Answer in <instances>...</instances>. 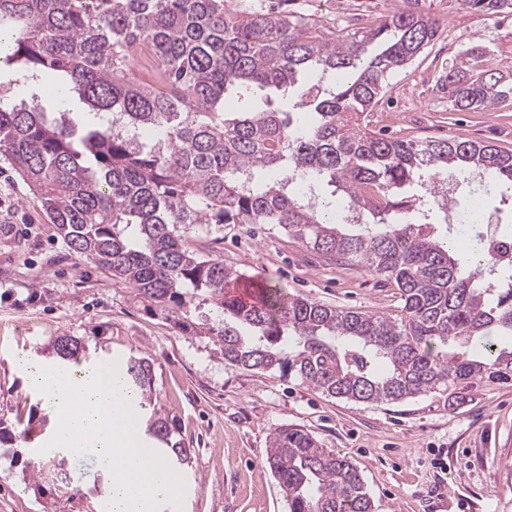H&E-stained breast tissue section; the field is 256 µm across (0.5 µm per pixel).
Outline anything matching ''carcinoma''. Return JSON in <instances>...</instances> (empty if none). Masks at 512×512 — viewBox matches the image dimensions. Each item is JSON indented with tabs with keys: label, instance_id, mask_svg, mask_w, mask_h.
I'll return each instance as SVG.
<instances>
[{
	"label": "carcinoma",
	"instance_id": "cac0c4a2",
	"mask_svg": "<svg viewBox=\"0 0 512 512\" xmlns=\"http://www.w3.org/2000/svg\"><path fill=\"white\" fill-rule=\"evenodd\" d=\"M487 14L512 0H463ZM439 20L399 8L378 26L328 37L283 14L234 15L226 0H0V67L23 79L67 80L88 107L51 118L33 101L0 94V158L7 160L68 248L121 279L149 302L186 304L205 294L224 361L247 370L294 373L312 389L358 403L390 404L477 381L512 383V258L471 224L448 223L459 202L440 175L512 192V150L470 140L369 135L351 113L369 112L388 77L409 66ZM155 73L128 78L132 64ZM249 83L255 112L225 100ZM452 111L512 106V84L468 51L440 75ZM293 101L292 110L280 100ZM442 194L446 234L427 222ZM341 196L344 210L329 214ZM199 224H274L330 260L391 280L398 320L257 287L244 305L237 275L192 247ZM81 343L55 341L63 361ZM145 396L152 366H121ZM154 437L179 463L159 418ZM266 464L289 512H375L359 468L295 427L273 431Z\"/></svg>",
	"mask_w": 512,
	"mask_h": 512
}]
</instances>
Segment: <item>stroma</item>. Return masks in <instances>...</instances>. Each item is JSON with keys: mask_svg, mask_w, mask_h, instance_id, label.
<instances>
[{"mask_svg": "<svg viewBox=\"0 0 512 512\" xmlns=\"http://www.w3.org/2000/svg\"><path fill=\"white\" fill-rule=\"evenodd\" d=\"M233 12H280L347 34L365 30L400 0H227ZM437 17L433 42L387 80L375 111L358 116L366 133L468 139L512 150V109L453 112L435 77L464 51L480 48L512 81V12L478 14L458 0H420ZM0 84L18 101L48 111L60 88L43 75ZM195 247L241 278L288 294L385 317L402 304L385 277L329 262L272 224H213ZM210 301L157 307L130 284L72 252L40 200L0 160V512H101L105 476L87 458L56 457L35 468L24 430L50 437L55 419L17 364L25 353L55 361V340L79 339L83 359L144 358L151 403L141 413L173 419L190 448L182 512H288L266 464L272 432L290 425L348 457L361 470L375 512H512V386L478 382L464 400L445 393L395 404H361L312 390L298 377L227 364L211 327Z\"/></svg>", "mask_w": 512, "mask_h": 512, "instance_id": "35a3bbf8", "label": "stroma"}]
</instances>
